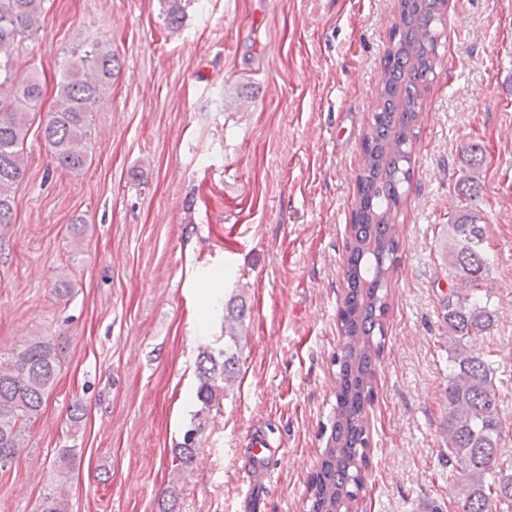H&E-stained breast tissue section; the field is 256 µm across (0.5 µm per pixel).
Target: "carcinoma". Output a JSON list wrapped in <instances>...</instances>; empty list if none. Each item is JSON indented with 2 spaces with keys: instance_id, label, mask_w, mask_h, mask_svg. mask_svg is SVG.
Returning a JSON list of instances; mask_svg holds the SVG:
<instances>
[{
  "instance_id": "carcinoma-1",
  "label": "carcinoma",
  "mask_w": 512,
  "mask_h": 512,
  "mask_svg": "<svg viewBox=\"0 0 512 512\" xmlns=\"http://www.w3.org/2000/svg\"><path fill=\"white\" fill-rule=\"evenodd\" d=\"M45 0H0V224L12 223L11 193L26 172L31 110L42 96L34 72L18 78L14 51L39 28ZM167 28L175 33L194 0H161ZM443 0H401L379 81L364 160L356 177L358 202L346 243L344 293L338 309L341 336L336 355V404L318 466L307 486V512H343L364 488L368 445L367 407L374 397L376 369L384 343V321L400 249L396 221L413 170L416 129L425 95L436 75L443 37ZM121 68L109 43L82 42L66 61L53 108L42 133L56 166L82 172L91 162L85 148L91 114L102 91ZM480 193L468 174L457 186L459 205L448 224V280L441 324L448 341V386L442 433L447 463L455 473L457 512L512 509V464L501 462L507 426L491 350L485 338L495 322L490 268L495 259L488 228L474 205ZM224 348L201 353L193 415L183 442L172 449L178 469L198 461L196 437L210 412L236 381L237 346L244 334V305L225 304ZM61 365V347L36 336L0 356V469L24 447L28 426L40 415ZM74 449L59 459L58 491L47 494L41 512H68L67 465Z\"/></svg>"
}]
</instances>
